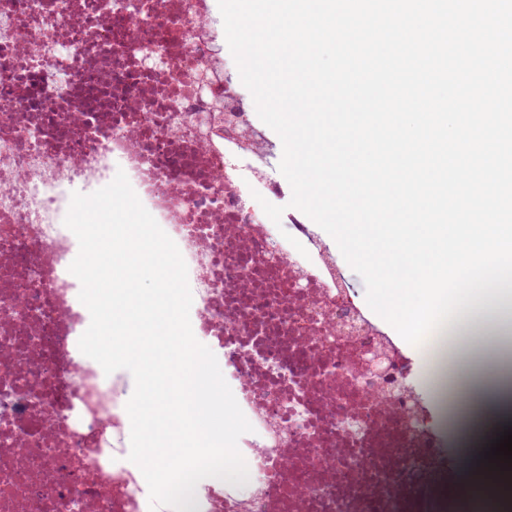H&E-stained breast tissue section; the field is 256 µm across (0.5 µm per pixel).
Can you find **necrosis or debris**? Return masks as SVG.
I'll use <instances>...</instances> for the list:
<instances>
[{
    "mask_svg": "<svg viewBox=\"0 0 512 512\" xmlns=\"http://www.w3.org/2000/svg\"><path fill=\"white\" fill-rule=\"evenodd\" d=\"M215 0H0V512H151L130 462V374L78 347L90 314L69 271L72 193L122 169L188 267L191 325L253 430L236 495L198 483L192 512H512V463L447 473L448 394L402 406L361 374L405 345L356 305L303 216L294 238L248 204L250 152L198 133V74L222 54ZM355 322L357 337L335 320ZM394 359L384 346L380 344H369L361 351V367L369 378L375 383L385 381L391 374Z\"/></svg>",
    "mask_w": 512,
    "mask_h": 512,
    "instance_id": "obj_1",
    "label": "necrosis or debris"
}]
</instances>
